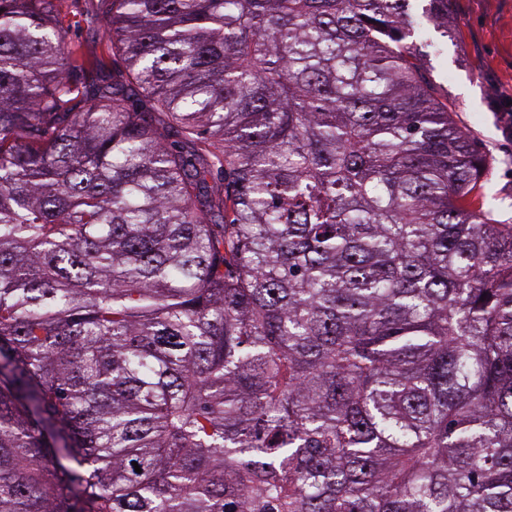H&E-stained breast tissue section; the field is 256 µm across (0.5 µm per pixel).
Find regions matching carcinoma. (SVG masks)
Returning <instances> with one entry per match:
<instances>
[{
	"label": "carcinoma",
	"instance_id": "1",
	"mask_svg": "<svg viewBox=\"0 0 512 512\" xmlns=\"http://www.w3.org/2000/svg\"><path fill=\"white\" fill-rule=\"evenodd\" d=\"M102 2L0 0V512H512L450 0ZM56 20L66 32L67 39L80 48L84 66L76 69V76L91 81L96 76L93 63H99L105 71L112 73V46L107 40L103 24L90 25L89 17L101 8L100 0H58Z\"/></svg>",
	"mask_w": 512,
	"mask_h": 512
}]
</instances>
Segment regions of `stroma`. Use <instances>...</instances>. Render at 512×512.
Masks as SVG:
<instances>
[{
	"label": "stroma",
	"instance_id": "35a3bbf8",
	"mask_svg": "<svg viewBox=\"0 0 512 512\" xmlns=\"http://www.w3.org/2000/svg\"><path fill=\"white\" fill-rule=\"evenodd\" d=\"M100 8L101 0H57L56 20L83 55L76 76L86 82L97 68L114 65L102 24L89 22ZM431 75L486 154L483 191L492 199V218L512 224V135L503 133L493 108L498 99H512V0H451L448 51L435 59Z\"/></svg>",
	"mask_w": 512,
	"mask_h": 512
}]
</instances>
